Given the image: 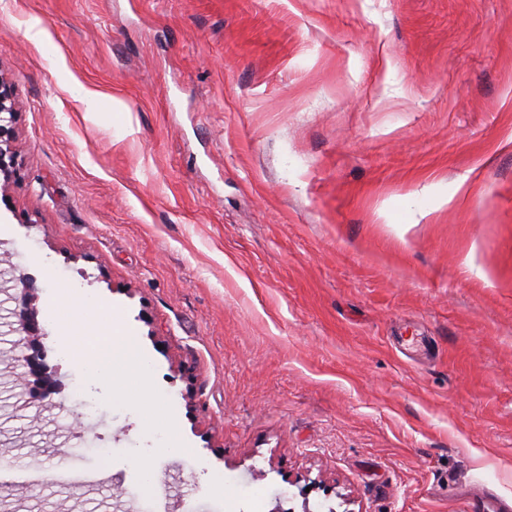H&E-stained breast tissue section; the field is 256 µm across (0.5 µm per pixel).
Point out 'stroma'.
<instances>
[{"mask_svg": "<svg viewBox=\"0 0 512 512\" xmlns=\"http://www.w3.org/2000/svg\"><path fill=\"white\" fill-rule=\"evenodd\" d=\"M0 74V273L64 387L32 398L0 293V454L105 449L0 512L512 501V0H0ZM61 283L122 311L182 454L131 379L77 414ZM14 116L15 103L11 86L0 75V176H3V182L0 181V197L5 202H8L9 182L16 168V156L12 151L15 139ZM58 482L65 486L81 487L95 481L94 474L85 469L75 468L69 460L62 461L51 467Z\"/></svg>", "mask_w": 512, "mask_h": 512, "instance_id": "35a3bbf8", "label": "stroma"}]
</instances>
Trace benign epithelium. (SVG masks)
Returning <instances> with one entry per match:
<instances>
[{"label": "benign epithelium", "mask_w": 512, "mask_h": 512, "mask_svg": "<svg viewBox=\"0 0 512 512\" xmlns=\"http://www.w3.org/2000/svg\"><path fill=\"white\" fill-rule=\"evenodd\" d=\"M15 103L11 86L0 76V198L8 200L9 182L15 172L16 156L12 151L15 139L13 126ZM13 288L20 291L23 311L19 312V324L16 332L19 339L16 342V352L13 357L14 366L23 369V374L34 378V385L42 391L43 397H48L55 391L53 382L44 377V353L40 349L38 337L43 332L37 321L29 312V301L33 291L32 282L25 276L14 279Z\"/></svg>", "instance_id": "obj_1"}]
</instances>
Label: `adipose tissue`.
Segmentation results:
<instances>
[{"label":"adipose tissue","instance_id":"obj_1","mask_svg":"<svg viewBox=\"0 0 512 512\" xmlns=\"http://www.w3.org/2000/svg\"><path fill=\"white\" fill-rule=\"evenodd\" d=\"M49 315L64 341V356L82 365L91 385L111 387L120 372L137 379L149 416L161 422L163 450L180 454L185 444L176 415L173 409L152 398L149 360L138 347L122 312L115 307H103L96 297L81 289L63 288L51 300Z\"/></svg>","mask_w":512,"mask_h":512}]
</instances>
